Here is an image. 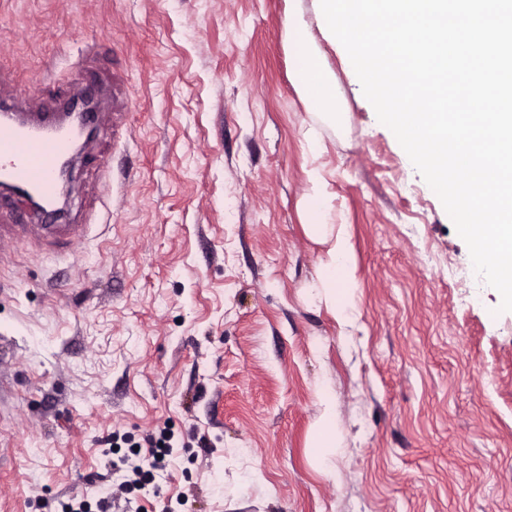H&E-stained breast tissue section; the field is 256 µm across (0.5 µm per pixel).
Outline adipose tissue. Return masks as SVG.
<instances>
[{
  "instance_id": "adipose-tissue-1",
  "label": "adipose tissue",
  "mask_w": 512,
  "mask_h": 512,
  "mask_svg": "<svg viewBox=\"0 0 512 512\" xmlns=\"http://www.w3.org/2000/svg\"><path fill=\"white\" fill-rule=\"evenodd\" d=\"M288 42L295 50V87L309 105L313 121L323 126H335L340 120L336 98V77L322 66L316 52L308 45L304 28L296 21L287 23ZM309 215L310 234L327 244L317 281L312 289L316 297L324 299L336 309L338 322L350 326L356 319L357 281L355 253L346 227L327 223L322 201L326 195L323 179L318 171H310Z\"/></svg>"
}]
</instances>
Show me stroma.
<instances>
[{
    "mask_svg": "<svg viewBox=\"0 0 512 512\" xmlns=\"http://www.w3.org/2000/svg\"><path fill=\"white\" fill-rule=\"evenodd\" d=\"M291 18L343 103L316 155ZM86 76L66 221L96 224L55 254L0 234V512H512V311L320 0H0V102L51 112ZM314 167L355 249L346 336L311 289ZM162 430L165 469L122 489ZM322 414L317 423L315 445L312 448H339L336 442V403L329 387L318 392Z\"/></svg>",
    "mask_w": 512,
    "mask_h": 512,
    "instance_id": "1",
    "label": "stroma"
}]
</instances>
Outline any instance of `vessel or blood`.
<instances>
[{
	"mask_svg": "<svg viewBox=\"0 0 512 512\" xmlns=\"http://www.w3.org/2000/svg\"><path fill=\"white\" fill-rule=\"evenodd\" d=\"M4 109L0 103V181L14 187L20 197L55 200L60 194V168L70 158L76 140L97 126V110L73 116L18 111L8 115ZM45 218L41 242L46 248L78 242L75 225L59 223L54 211Z\"/></svg>",
	"mask_w": 512,
	"mask_h": 512,
	"instance_id": "vessel-or-blood-1",
	"label": "vessel or blood"
}]
</instances>
